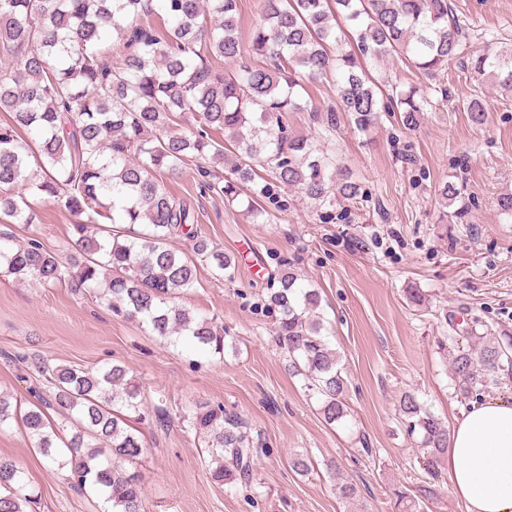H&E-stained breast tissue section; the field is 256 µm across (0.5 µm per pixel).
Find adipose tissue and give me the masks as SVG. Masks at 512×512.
Masks as SVG:
<instances>
[{"instance_id":"adipose-tissue-1","label":"adipose tissue","mask_w":512,"mask_h":512,"mask_svg":"<svg viewBox=\"0 0 512 512\" xmlns=\"http://www.w3.org/2000/svg\"><path fill=\"white\" fill-rule=\"evenodd\" d=\"M444 462L466 512H512V399L488 397L462 412Z\"/></svg>"}]
</instances>
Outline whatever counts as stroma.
I'll use <instances>...</instances> for the list:
<instances>
[{"mask_svg": "<svg viewBox=\"0 0 512 512\" xmlns=\"http://www.w3.org/2000/svg\"><path fill=\"white\" fill-rule=\"evenodd\" d=\"M448 2L462 25L463 51L436 78L397 58L371 66L383 85L420 90L428 105L419 127L405 129L385 113L367 132L344 119L327 133L309 118L336 101L335 84L325 81L308 85L307 111L288 115L292 134L347 165L359 186L356 202L318 206L272 182L263 200L270 216L256 224L240 207L201 193L195 165L164 175L167 191L198 212L200 235L239 258L231 283L201 266L185 300L224 325L223 355L163 346L145 325L118 319L66 286L0 276V393L26 407L47 396L35 358L127 366L149 404L166 413L164 423L141 428L144 512H396L394 490L416 494L422 475L418 444L401 427V394H417L453 425L466 403L438 339L474 316L512 334V223L497 213L498 197L512 192V94L480 84L469 68L488 42L512 39V0ZM476 94L486 108L478 126L463 110ZM448 182L472 198L469 223L441 222L439 193ZM38 211L35 228L16 225L13 234L36 231L67 256L70 213L57 201L39 203ZM285 263L321 293L329 341L347 372L348 425L325 423L272 338L269 281ZM414 290L421 302H411ZM217 404L237 412L269 449L254 466L255 501L214 482L202 436L182 423L184 412ZM296 453L310 459L308 474L294 471ZM0 456L16 460L40 490L36 512H102L96 493L46 468L21 427L0 430ZM343 480L357 485L355 499L339 495Z\"/></svg>", "mask_w": 512, "mask_h": 512, "instance_id": "1", "label": "stroma"}]
</instances>
